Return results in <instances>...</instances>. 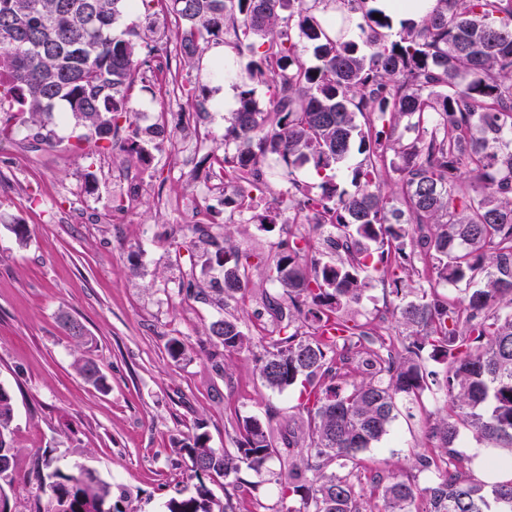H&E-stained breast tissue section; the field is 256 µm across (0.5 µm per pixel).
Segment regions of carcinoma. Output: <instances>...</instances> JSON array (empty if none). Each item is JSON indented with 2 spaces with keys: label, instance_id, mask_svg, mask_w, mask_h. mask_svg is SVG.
Segmentation results:
<instances>
[{
  "label": "carcinoma",
  "instance_id": "1",
  "mask_svg": "<svg viewBox=\"0 0 512 512\" xmlns=\"http://www.w3.org/2000/svg\"><path fill=\"white\" fill-rule=\"evenodd\" d=\"M369 0H0V112L62 123L73 116L90 134L73 148L87 156L112 137L138 67L139 44L112 36L126 11L150 18L156 6L176 16V41L192 62L201 41L233 29L235 48L252 56L224 139L237 143L224 164V204L253 208L251 188L265 184L264 162L288 171V193L308 223L336 232V259L315 257L307 241L278 244L252 256L226 247L224 296L244 292L261 264L288 296L267 300L277 336L259 358L264 385L299 384L305 400L288 415V431L242 419L235 451H218L204 434L186 444L197 482L167 499L163 512H235L203 476L229 478L246 468L259 477L270 461L286 512H512V479L474 476L479 454L458 449L467 432L477 443L512 448V0H436L431 13L393 29ZM362 12L365 49L333 33L336 16ZM381 15L376 19L373 14ZM308 41L316 63L307 64ZM269 84L265 109L255 86ZM64 101L68 111L55 112ZM362 159L351 164L353 154ZM312 164L319 183L293 177ZM396 178L397 194L384 187ZM393 284L403 341L376 336L355 318L371 273ZM454 287L453 296L442 289ZM226 350L249 339L238 321L212 323ZM443 366V380L429 368ZM94 388L105 376L91 359L76 363ZM356 371L361 380L350 381ZM444 391L448 410L428 420L436 441L416 472L374 470L360 478L361 454L397 417L422 409V395ZM14 417L0 387V460L14 462L5 440ZM47 452L36 472L52 512H123L112 484L91 470L53 466ZM483 464L512 472V457ZM0 474V512H11ZM312 472L308 479L306 472ZM435 474L431 486L419 476Z\"/></svg>",
  "mask_w": 512,
  "mask_h": 512
}]
</instances>
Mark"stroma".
<instances>
[{
    "mask_svg": "<svg viewBox=\"0 0 512 512\" xmlns=\"http://www.w3.org/2000/svg\"><path fill=\"white\" fill-rule=\"evenodd\" d=\"M141 30V43L175 44L173 14L145 19L126 13L113 28ZM248 56L232 31L208 37L193 65L174 58L170 71L139 67L129 98L133 129L144 152L113 149L94 157L74 150L85 129L75 120L50 125L51 144L35 135L0 136V387L12 397L16 450L9 491L14 512H34L37 462L52 452L62 470H96L127 492L128 512H162L189 486L184 443L203 433L211 447L234 450L242 418L288 428L300 389L264 386L258 361L268 336L257 320L266 296L284 292L265 268L252 269L243 297H224L215 255L225 245L242 253L269 252L290 230L285 208H273L289 177L314 182L312 166L286 173L275 163L251 211L224 204L212 187L214 160L224 154V128L237 107L238 76ZM202 88L204 105L186 101L179 85ZM190 199L206 216L207 235L190 230L174 209ZM28 229L18 239L14 225ZM205 291L186 297L187 284ZM390 286L371 280L358 319L376 334L397 335ZM78 320L92 347L62 330L60 316ZM236 317L249 348L228 352L210 337L211 323ZM185 346L172 359L170 340ZM91 356L106 377L100 391L77 373ZM423 417L398 414L389 433L365 451L370 466L413 468L432 446ZM237 512H281L273 480L239 474Z\"/></svg>",
    "mask_w": 512,
    "mask_h": 512,
    "instance_id": "1",
    "label": "stroma"
}]
</instances>
